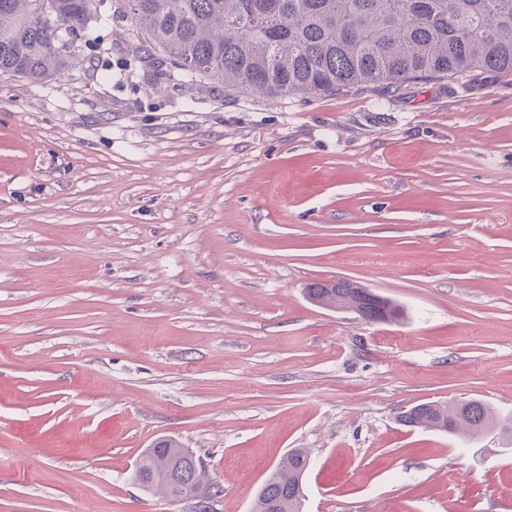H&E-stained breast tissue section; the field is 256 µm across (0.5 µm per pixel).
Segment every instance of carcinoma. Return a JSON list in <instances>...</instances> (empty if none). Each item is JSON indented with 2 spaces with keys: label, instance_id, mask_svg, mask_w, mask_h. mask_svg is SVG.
I'll return each mask as SVG.
<instances>
[{
  "label": "carcinoma",
  "instance_id": "1",
  "mask_svg": "<svg viewBox=\"0 0 512 512\" xmlns=\"http://www.w3.org/2000/svg\"><path fill=\"white\" fill-rule=\"evenodd\" d=\"M103 0H0V76L45 82L72 63L74 45ZM149 47L172 68L224 83L228 91L337 94L466 72L512 74V0H123ZM306 295L328 310L395 322L402 307L354 281L311 282ZM403 425L474 439L494 432L512 448V420L482 400L424 402ZM310 459L288 453L257 493L252 512H299ZM135 480L170 500L184 487L210 489L202 461L161 438L137 463Z\"/></svg>",
  "mask_w": 512,
  "mask_h": 512
}]
</instances>
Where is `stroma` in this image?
Returning a JSON list of instances; mask_svg holds the SVG:
<instances>
[{"instance_id": "stroma-1", "label": "stroma", "mask_w": 512, "mask_h": 512, "mask_svg": "<svg viewBox=\"0 0 512 512\" xmlns=\"http://www.w3.org/2000/svg\"><path fill=\"white\" fill-rule=\"evenodd\" d=\"M118 0H106L112 13ZM0 76V512H195L132 478L170 437L214 512L304 449V512H512V76L266 96L139 57L127 17ZM356 281L397 323L313 305ZM403 425L440 431L448 435H464L475 439L479 435L496 432L506 441L505 452L512 445V420H502L482 400L470 399L455 405L424 402L400 414Z\"/></svg>"}]
</instances>
